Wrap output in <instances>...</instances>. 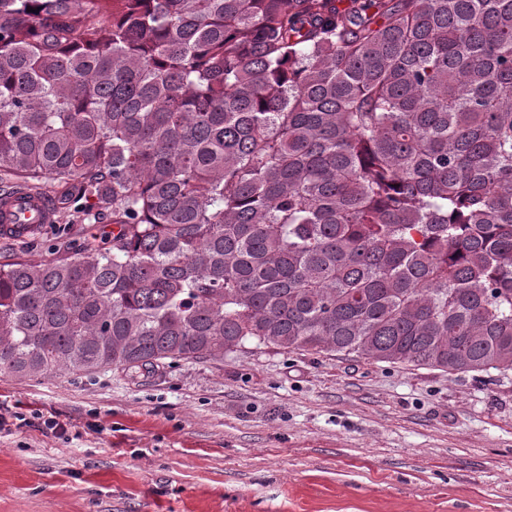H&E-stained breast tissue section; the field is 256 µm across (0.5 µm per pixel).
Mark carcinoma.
I'll list each match as a JSON object with an SVG mask.
<instances>
[{"label":"carcinoma","mask_w":512,"mask_h":512,"mask_svg":"<svg viewBox=\"0 0 512 512\" xmlns=\"http://www.w3.org/2000/svg\"><path fill=\"white\" fill-rule=\"evenodd\" d=\"M1 178L86 225L0 261V373L512 371V0H0Z\"/></svg>","instance_id":"1"}]
</instances>
